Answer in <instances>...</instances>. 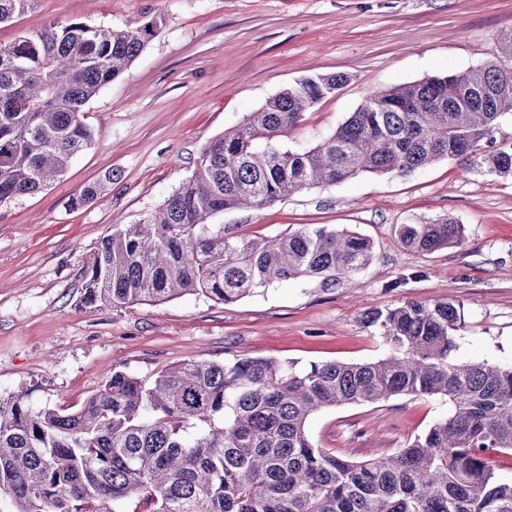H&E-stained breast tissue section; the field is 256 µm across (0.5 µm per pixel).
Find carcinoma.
<instances>
[{
    "label": "carcinoma",
    "instance_id": "cac0c4a2",
    "mask_svg": "<svg viewBox=\"0 0 512 512\" xmlns=\"http://www.w3.org/2000/svg\"><path fill=\"white\" fill-rule=\"evenodd\" d=\"M34 0H0V24ZM156 18L124 29L52 24L0 46V203L62 178L93 143L85 106L155 36ZM501 56L459 74L373 93L308 150L282 133L335 94L345 73L281 90L203 149L196 169L157 211L105 235L86 262L90 308L201 294L233 303L274 282L308 277L343 286L373 257L372 242L328 224L239 241L211 220L359 172L404 174L439 159L512 179V149L489 151L512 117V30ZM101 183L71 199L92 203ZM417 252L462 243L442 218L400 224ZM388 356L367 363L246 356L187 361L148 382L113 369L80 407L32 408L0 397V512H512V481L489 449L512 453V366L455 359L454 300L404 302L365 313ZM443 397L451 412L397 452L351 461L316 447L310 416L396 396Z\"/></svg>",
    "mask_w": 512,
    "mask_h": 512
}]
</instances>
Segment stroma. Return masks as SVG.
I'll return each mask as SVG.
<instances>
[{
  "label": "stroma",
  "instance_id": "stroma-1",
  "mask_svg": "<svg viewBox=\"0 0 512 512\" xmlns=\"http://www.w3.org/2000/svg\"><path fill=\"white\" fill-rule=\"evenodd\" d=\"M159 29L123 75L86 106L92 147L63 178L0 204V396L33 408L78 407L120 368L143 379L190 360L262 356L305 367L362 363L388 348L360 318L416 299L461 305L456 356L512 365V183L440 159L407 174L361 173L261 209L220 216L239 240L332 224L369 238V265L347 288L299 278L224 304L204 295L124 307L82 304V269L113 226L157 210L194 172L203 148L306 77L348 82L278 143L311 148L374 92L497 57L512 0H34L0 25V46L51 24ZM111 175L97 199L69 205ZM463 224L461 245L403 248L399 224ZM444 398L396 396L314 413L315 446L352 461L390 455L447 417Z\"/></svg>",
  "mask_w": 512,
  "mask_h": 512
}]
</instances>
